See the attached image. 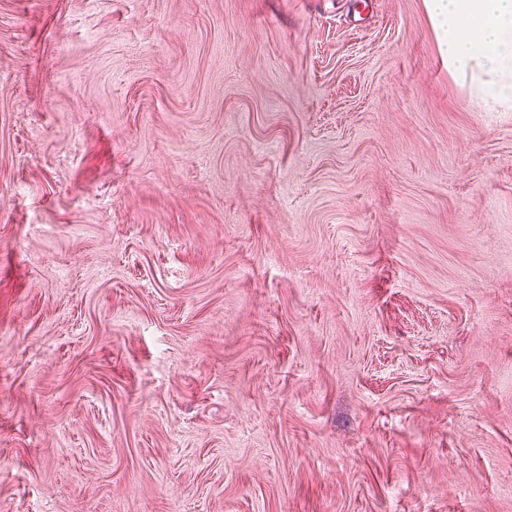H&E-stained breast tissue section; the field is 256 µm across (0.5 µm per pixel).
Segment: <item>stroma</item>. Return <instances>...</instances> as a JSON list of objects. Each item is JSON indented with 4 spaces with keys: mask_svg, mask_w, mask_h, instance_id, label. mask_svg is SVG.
Returning <instances> with one entry per match:
<instances>
[{
    "mask_svg": "<svg viewBox=\"0 0 512 512\" xmlns=\"http://www.w3.org/2000/svg\"><path fill=\"white\" fill-rule=\"evenodd\" d=\"M0 512H512V112L423 0H0Z\"/></svg>",
    "mask_w": 512,
    "mask_h": 512,
    "instance_id": "1",
    "label": "stroma"
}]
</instances>
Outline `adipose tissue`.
Returning <instances> with one entry per match:
<instances>
[{
	"label": "adipose tissue",
	"instance_id": "1",
	"mask_svg": "<svg viewBox=\"0 0 512 512\" xmlns=\"http://www.w3.org/2000/svg\"><path fill=\"white\" fill-rule=\"evenodd\" d=\"M449 74L485 111L512 110V0H424Z\"/></svg>",
	"mask_w": 512,
	"mask_h": 512
}]
</instances>
